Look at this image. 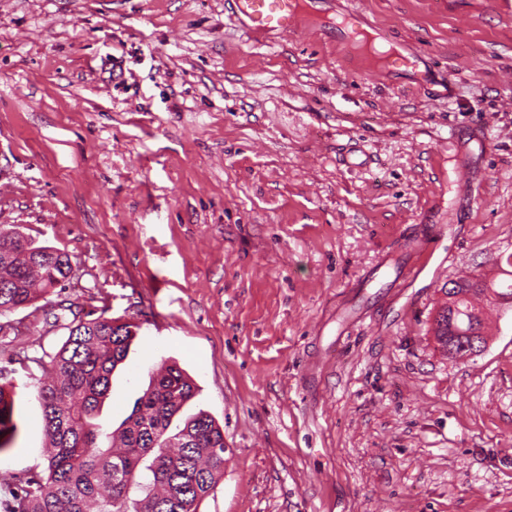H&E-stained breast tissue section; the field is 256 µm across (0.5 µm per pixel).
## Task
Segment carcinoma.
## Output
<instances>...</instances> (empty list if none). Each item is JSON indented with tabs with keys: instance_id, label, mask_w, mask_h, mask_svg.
I'll return each mask as SVG.
<instances>
[{
	"instance_id": "cac0c4a2",
	"label": "carcinoma",
	"mask_w": 512,
	"mask_h": 512,
	"mask_svg": "<svg viewBox=\"0 0 512 512\" xmlns=\"http://www.w3.org/2000/svg\"><path fill=\"white\" fill-rule=\"evenodd\" d=\"M70 257L49 251L22 232L0 229V316L31 304L37 291L68 279ZM465 274L445 295L455 297V328L470 329L472 299L484 288ZM68 337L49 361L50 380L37 387L49 455L47 466L0 485V512H199L216 478L224 475V430L202 412L169 433L173 418L196 395L175 364L161 363L123 422L119 444L98 445L94 422L111 387L112 372L127 356L132 324L112 318H74ZM450 326L434 329L443 353L465 357ZM19 433L14 401L0 385V453Z\"/></svg>"
}]
</instances>
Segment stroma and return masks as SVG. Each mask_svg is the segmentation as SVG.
Returning <instances> with one entry per match:
<instances>
[{"instance_id":"1","label":"stroma","mask_w":512,"mask_h":512,"mask_svg":"<svg viewBox=\"0 0 512 512\" xmlns=\"http://www.w3.org/2000/svg\"><path fill=\"white\" fill-rule=\"evenodd\" d=\"M232 2L0 0V228L72 262L11 348L54 354L62 297L138 324L98 441L177 364L224 429L200 512H512V309L467 360L433 335L512 254V0H310L263 40ZM348 6L418 67L366 72ZM47 379L0 374V484L46 465ZM458 278L461 283L453 281L451 283L452 287L444 289V294L445 296L456 297L454 300L456 305L454 325L458 331L465 332L471 327V313L477 309L472 299L481 295H487L484 288L471 280V278L477 279L478 277L472 274H465ZM19 433L14 401L7 386L0 385V454L12 448Z\"/></svg>"}]
</instances>
